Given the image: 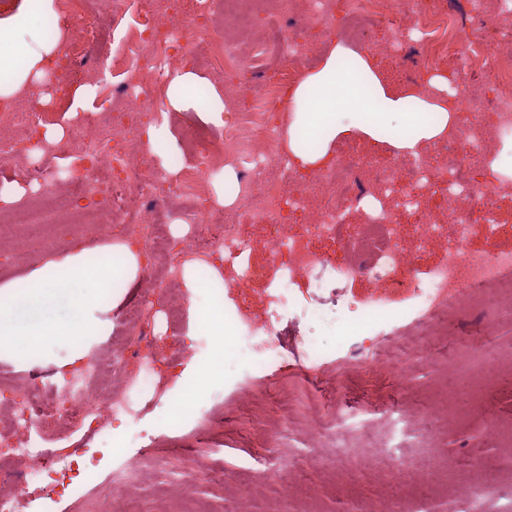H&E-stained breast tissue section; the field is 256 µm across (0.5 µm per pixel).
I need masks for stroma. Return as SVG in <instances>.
I'll use <instances>...</instances> for the list:
<instances>
[{
  "label": "stroma",
  "instance_id": "1",
  "mask_svg": "<svg viewBox=\"0 0 512 512\" xmlns=\"http://www.w3.org/2000/svg\"><path fill=\"white\" fill-rule=\"evenodd\" d=\"M402 241L415 256L412 275L425 277L444 256V240L416 233L402 216ZM467 248L512 250V196L499 203L493 234L475 231ZM382 277L385 318L374 331L392 336L382 354L389 369L372 378L343 377L338 365L363 339V303L373 296L364 278L343 281L324 263L298 278L278 328L288 347L283 359L251 380L253 403L235 393L248 353L225 337L223 370L199 391L194 409L169 422L176 391L168 365L216 358L209 336L185 343L166 308L185 303L180 282L136 288L130 300L151 301L154 360L129 359L112 375V388L129 393L136 408L123 431L60 427L44 447L56 468L74 472L71 485L19 502L17 512H464L479 495L481 512H512V446L491 429L512 420V316L499 312L497 295H484L429 327L412 323L409 300ZM264 279H241L226 302L256 325L271 317ZM35 366L0 359V415L25 387L57 379V360ZM420 359L411 368L408 358ZM493 382L473 387L477 370ZM136 459L141 476L131 498H114L112 475Z\"/></svg>",
  "mask_w": 512,
  "mask_h": 512
}]
</instances>
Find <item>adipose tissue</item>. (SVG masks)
Masks as SVG:
<instances>
[{
  "instance_id": "ef3b65f1",
  "label": "adipose tissue",
  "mask_w": 512,
  "mask_h": 512,
  "mask_svg": "<svg viewBox=\"0 0 512 512\" xmlns=\"http://www.w3.org/2000/svg\"><path fill=\"white\" fill-rule=\"evenodd\" d=\"M54 17V0H23L17 13L0 20V106L49 75L58 51L57 38L47 34ZM429 83L435 90L429 98L412 88L394 92L382 81L373 56L331 44L318 67L303 73L290 91L291 120L281 141L289 165L318 171L336 141L345 138L385 143L403 154L417 151L447 132L456 111L448 76L431 75ZM166 100L171 111H193L206 124L224 125L220 92L191 68L169 73ZM141 270L137 246L116 239L92 248L73 243L28 275L1 278L0 358L35 365L54 344L63 343L68 355L61 368L79 370L92 345L110 335L106 314L120 304ZM181 286L189 301V335L211 336L223 344L221 260L185 262ZM218 370V363L207 362L178 374L172 416L190 411L201 385Z\"/></svg>"
}]
</instances>
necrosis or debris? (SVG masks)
Here are the masks:
<instances>
[{
    "instance_id": "1",
    "label": "necrosis or debris",
    "mask_w": 512,
    "mask_h": 512,
    "mask_svg": "<svg viewBox=\"0 0 512 512\" xmlns=\"http://www.w3.org/2000/svg\"><path fill=\"white\" fill-rule=\"evenodd\" d=\"M155 0H58V25L66 38L53 71L59 82L72 85L86 81L90 70L109 69L119 77L113 89L116 106H99L75 129L71 146L61 163L35 165L30 161L40 143V126L56 115L37 107L29 94L16 98L9 111L0 113V173L7 179L47 186L56 190L61 204L46 208L33 203L17 213L0 212V234H21L30 227L50 228L73 221L71 203L90 201L84 223L106 236L113 225L141 245L148 258L150 280H173L180 272L175 253L184 258L211 260L223 255L224 270L234 278L252 276L244 254L250 247L243 237L245 223L264 224L271 230L273 253H287L284 262H272L266 275L274 293V309L289 305L291 286L306 270L323 263L312 247L313 238L341 243L344 257L336 266L340 279L376 278L378 269L397 266L400 257L398 222L380 204L381 196L398 194L402 207L414 215L417 227L430 237L448 241V256L434 265L425 279L396 281L406 292L411 311L422 322L435 313L456 310L480 290H497L512 302V250L468 251L464 242L474 228L493 233L498 200L512 193V179L474 180V171L492 159L493 139L512 135V33L501 23L512 19V0H467L469 21L460 23L447 0H344L345 16L337 18L334 0H216L188 16H177L154 7ZM107 8L112 29L121 39L112 53L99 49L97 16ZM292 19L293 34L271 29L258 38V18L273 19L278 12ZM387 27L392 41L376 45L377 53L398 51L411 32H419L421 63L430 70L447 69L469 78L457 92L459 113L448 131L426 149L411 156L368 159L354 147L341 151L335 162L312 177L290 171L287 182L271 177V166L283 165L277 128L270 122L279 100L276 88L255 99L247 71L263 68L269 60L283 64L285 82H293L308 56L311 41L331 42L342 36L347 48L366 49L371 32ZM194 67L235 74L239 77L236 98L239 118L222 137L199 133L190 139L191 164L179 167L176 180L165 183L145 158L141 135L145 120H158L156 89L163 67L184 61ZM233 159L246 176L241 185L242 203L233 214L214 213L209 205L212 178ZM323 196L318 215L308 216L300 233L284 235L288 211L303 208L308 193ZM448 200V220L439 224L428 217L427 203L434 194ZM187 196L194 204L174 211L171 196ZM470 208H459L460 198ZM361 207L364 219L348 230L341 216L345 209ZM195 225L196 235L177 246L169 234L174 219ZM117 363L92 362L63 386L48 390L33 387L20 393L10 431L43 435L61 425L84 426L127 409L125 396L108 386L90 391L88 380L117 370ZM25 465L16 482V495L29 489L45 490L55 473L53 457L43 450L23 449Z\"/></svg>"
}]
</instances>
